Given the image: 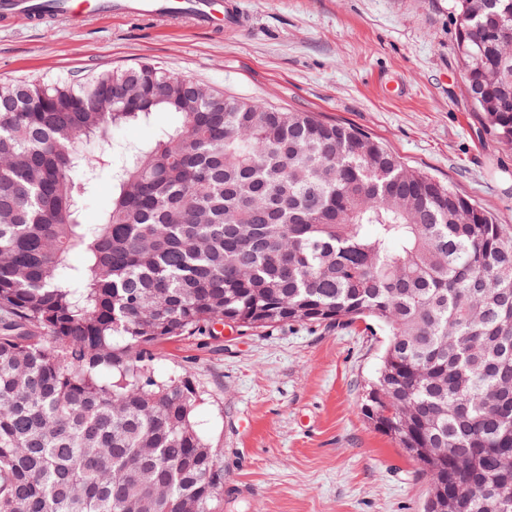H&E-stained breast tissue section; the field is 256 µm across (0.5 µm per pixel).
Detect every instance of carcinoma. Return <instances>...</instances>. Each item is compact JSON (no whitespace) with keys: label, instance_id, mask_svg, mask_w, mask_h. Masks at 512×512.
<instances>
[{"label":"carcinoma","instance_id":"1","mask_svg":"<svg viewBox=\"0 0 512 512\" xmlns=\"http://www.w3.org/2000/svg\"><path fill=\"white\" fill-rule=\"evenodd\" d=\"M455 10L473 106L512 145V0ZM191 83L152 63L0 83L19 108L0 112V512H218L198 388L154 360L224 321L384 328L364 416L410 455L474 457L454 512H483L512 456V225L349 124ZM158 113L176 124L157 140H112ZM102 174L112 199L85 224ZM445 471L423 470L432 512ZM497 491L512 512L511 472Z\"/></svg>","mask_w":512,"mask_h":512}]
</instances>
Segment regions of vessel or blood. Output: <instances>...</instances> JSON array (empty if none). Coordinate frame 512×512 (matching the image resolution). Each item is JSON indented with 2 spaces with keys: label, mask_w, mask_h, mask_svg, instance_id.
<instances>
[{
  "label": "vessel or blood",
  "mask_w": 512,
  "mask_h": 512,
  "mask_svg": "<svg viewBox=\"0 0 512 512\" xmlns=\"http://www.w3.org/2000/svg\"><path fill=\"white\" fill-rule=\"evenodd\" d=\"M50 11L62 15L125 16L145 21L185 19L219 34L243 15L228 0H0V17L41 21Z\"/></svg>",
  "instance_id": "b4317fda"
}]
</instances>
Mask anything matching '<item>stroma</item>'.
Instances as JSON below:
<instances>
[{"mask_svg":"<svg viewBox=\"0 0 512 512\" xmlns=\"http://www.w3.org/2000/svg\"><path fill=\"white\" fill-rule=\"evenodd\" d=\"M221 35L181 21L85 17L0 23V81L80 79L148 61L226 96L316 112L371 133L406 166L512 224V146L466 94L454 0H240ZM380 327L216 324L157 351L189 372L196 420L224 451L223 512H423L419 465L361 412Z\"/></svg>","mask_w":512,"mask_h":512,"instance_id":"35a3bbf8","label":"stroma"}]
</instances>
